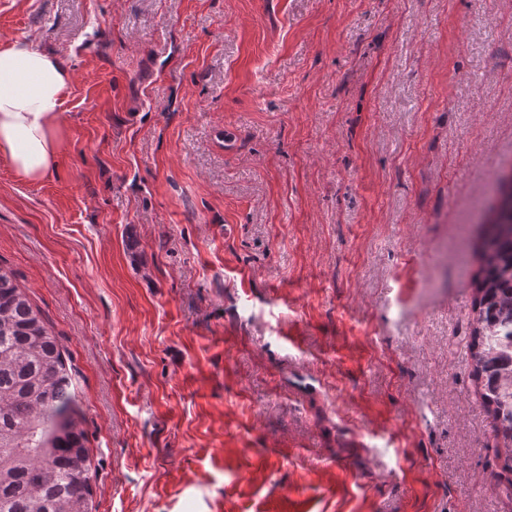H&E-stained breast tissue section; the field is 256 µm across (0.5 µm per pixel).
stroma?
Returning <instances> with one entry per match:
<instances>
[{
    "instance_id": "obj_1",
    "label": "stroma",
    "mask_w": 512,
    "mask_h": 512,
    "mask_svg": "<svg viewBox=\"0 0 512 512\" xmlns=\"http://www.w3.org/2000/svg\"><path fill=\"white\" fill-rule=\"evenodd\" d=\"M71 73L0 266L95 512H512L468 358L512 0H0Z\"/></svg>"
}]
</instances>
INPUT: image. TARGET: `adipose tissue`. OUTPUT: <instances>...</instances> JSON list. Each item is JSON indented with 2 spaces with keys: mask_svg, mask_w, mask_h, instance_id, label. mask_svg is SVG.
I'll return each mask as SVG.
<instances>
[{
  "mask_svg": "<svg viewBox=\"0 0 512 512\" xmlns=\"http://www.w3.org/2000/svg\"><path fill=\"white\" fill-rule=\"evenodd\" d=\"M70 80L62 60L32 41L0 44V157L22 178L43 179L57 166Z\"/></svg>",
  "mask_w": 512,
  "mask_h": 512,
  "instance_id": "obj_1",
  "label": "adipose tissue"
}]
</instances>
